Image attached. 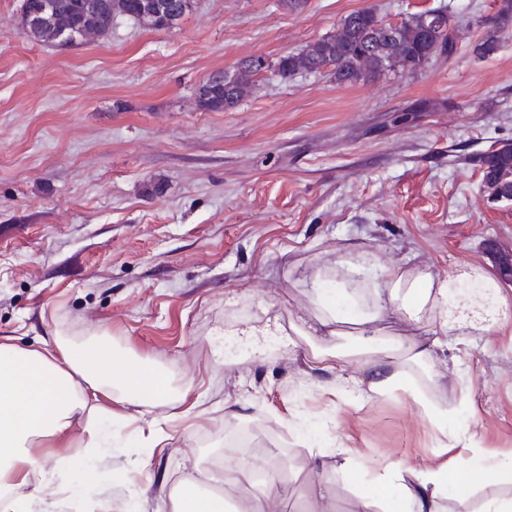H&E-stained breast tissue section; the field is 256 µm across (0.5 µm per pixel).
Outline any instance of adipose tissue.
<instances>
[{
  "instance_id": "1",
  "label": "adipose tissue",
  "mask_w": 512,
  "mask_h": 512,
  "mask_svg": "<svg viewBox=\"0 0 512 512\" xmlns=\"http://www.w3.org/2000/svg\"><path fill=\"white\" fill-rule=\"evenodd\" d=\"M365 262V252L349 250L337 267L319 268L312 286L324 310L319 320L322 330L339 336L344 326H353L355 335L365 343L361 361L367 370L368 392L389 397L405 389L411 376L394 364L382 340L369 336L371 316L356 309L364 288L358 273ZM379 279L374 287L377 311H403L426 329L427 339L409 349L417 364L431 357L441 336L459 334L464 328L448 307L449 293L466 283L496 285L477 270L436 278L399 265L380 266ZM91 392L106 394L118 405L162 408L175 402L167 376L140 362L94 347L60 343L51 352L0 342V512H33L30 487L35 472L52 481L74 463L108 452V435L92 426L86 438L72 443L70 455L56 459L50 471H42L32 452L41 441L68 436L75 415L85 409ZM408 475L411 482L407 485L360 484L359 498L365 507L377 506L381 512H437L436 499L444 493L458 502L460 512H472L471 489L491 478L512 485V459L491 467L472 462L456 468L443 463L426 471L409 470Z\"/></svg>"
}]
</instances>
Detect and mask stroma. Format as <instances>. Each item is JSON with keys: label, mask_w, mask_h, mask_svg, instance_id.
<instances>
[{"label": "stroma", "mask_w": 512, "mask_h": 512, "mask_svg": "<svg viewBox=\"0 0 512 512\" xmlns=\"http://www.w3.org/2000/svg\"><path fill=\"white\" fill-rule=\"evenodd\" d=\"M501 0H194L178 28L116 19L71 46L23 33L20 0H0V342L63 341L161 369L179 401L126 407L112 454L81 512H174L224 454L225 471L288 456L287 512L321 507L319 471L336 482L330 512H362L360 478L466 458L512 457V202L490 199L481 158L512 144V20L483 59L480 16ZM397 22L429 9L471 13L454 53L414 73L349 86L327 74L259 79L223 112L199 108L210 75L270 60L333 33L351 12ZM436 277L480 269L470 290L496 308L491 330L452 336L423 364L416 393L368 397L349 336L315 333L311 286L344 249ZM295 323L301 335H282ZM258 335H250V328ZM410 368L416 323H373ZM339 355L313 367L311 348ZM458 413L448 435L421 398Z\"/></svg>", "instance_id": "35a3bbf8"}]
</instances>
